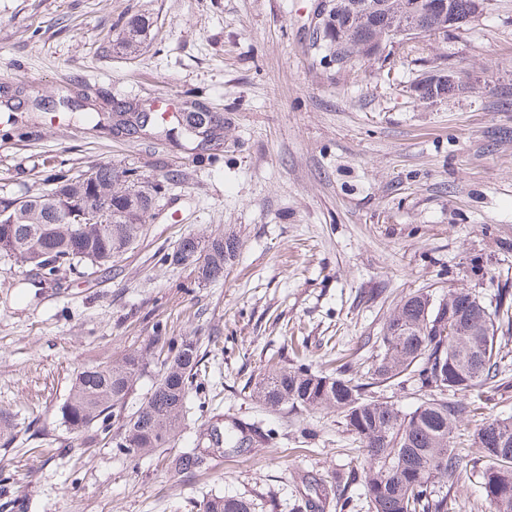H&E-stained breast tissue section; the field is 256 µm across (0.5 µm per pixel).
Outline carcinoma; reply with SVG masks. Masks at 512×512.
Returning <instances> with one entry per match:
<instances>
[{
	"label": "carcinoma",
	"mask_w": 512,
	"mask_h": 512,
	"mask_svg": "<svg viewBox=\"0 0 512 512\" xmlns=\"http://www.w3.org/2000/svg\"><path fill=\"white\" fill-rule=\"evenodd\" d=\"M146 21L127 19L121 47L131 52L142 44ZM376 34L373 13L345 40L326 32V51L340 66L353 67L369 60L365 44ZM79 122L93 128L107 127L127 135L169 134L156 127L149 114L133 105L117 116L83 108ZM182 134L194 142L220 138L219 120L211 114L183 115ZM113 167L99 165L89 175L71 179L52 174L50 192L28 194L22 214L10 223L6 212L12 198L0 197V259L20 266L32 265L39 282L62 287L60 273L91 265L112 268V257L126 251L139 236L152 210L159 183L146 185L133 206L125 211L130 182L112 176ZM110 198L117 216L113 224H57V210L83 200L90 187ZM203 262L192 267L200 283L224 276V262L235 256L239 241L233 235L214 233L204 240ZM512 310V294L498 293L495 307L484 305L466 288L433 301L431 295H410L396 306L380 336L379 361L369 382L359 383L339 372L314 373L304 366H276L256 385L258 399L267 407L334 409L355 435L362 453L351 459L361 472L371 512H455L450 490L467 472L470 459L462 452L460 421L470 412L465 397L495 390L512 377L501 354L498 338L500 314ZM199 357L194 340L187 338L168 347L164 370L150 394L125 424L117 447L141 454L167 447L180 433L187 415V401ZM146 354L131 351L105 365L78 371L66 400L57 409L60 423L74 434L96 426L110 433L111 419L121 410L137 380L148 373ZM416 379L423 399L409 414L389 401L364 397L363 389L377 384H402ZM481 450L478 477L489 512H512V418L481 419L473 433ZM212 447L239 448L243 440L234 430L211 428ZM210 451L193 448L174 460L179 472L208 466ZM203 512H253L243 497L214 495L203 503Z\"/></svg>",
	"instance_id": "carcinoma-1"
}]
</instances>
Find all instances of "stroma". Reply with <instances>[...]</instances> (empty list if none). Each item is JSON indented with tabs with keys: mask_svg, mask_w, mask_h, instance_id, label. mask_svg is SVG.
I'll return each mask as SVG.
<instances>
[{
	"mask_svg": "<svg viewBox=\"0 0 512 512\" xmlns=\"http://www.w3.org/2000/svg\"><path fill=\"white\" fill-rule=\"evenodd\" d=\"M326 0H0V197L35 194L48 174L97 164L162 182L140 238L110 272L22 283L0 261V512H198L215 494L255 512H370L358 453L334 410L267 408L253 397L271 364L364 379L404 296L512 290V0L418 55L344 68L316 34ZM148 23L139 51L123 25ZM453 65L475 90L428 103L409 86ZM220 119L216 146L128 138L45 112L74 93ZM240 246L222 278L198 283L165 256L188 235ZM193 338L201 372L171 443L129 456L97 428L75 435L57 407L73 375L130 351ZM253 443L183 474L172 459L212 426ZM325 489L306 508L308 483ZM146 30V21L138 16L127 19L123 28L121 47L133 52L142 44L143 33Z\"/></svg>",
	"mask_w": 512,
	"mask_h": 512,
	"instance_id": "1",
	"label": "stroma"
}]
</instances>
